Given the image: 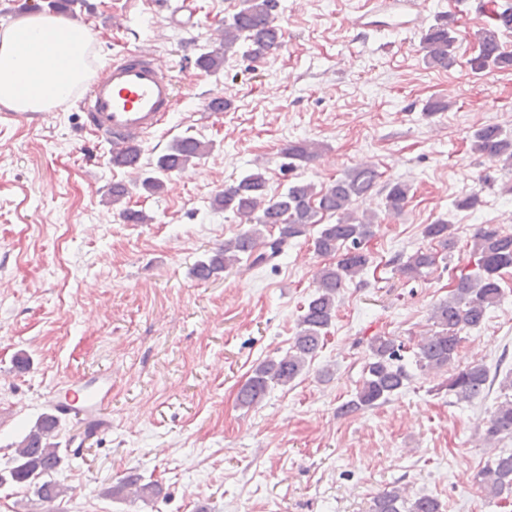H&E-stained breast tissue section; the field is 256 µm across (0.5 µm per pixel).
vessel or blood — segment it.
Segmentation results:
<instances>
[{
	"mask_svg": "<svg viewBox=\"0 0 512 512\" xmlns=\"http://www.w3.org/2000/svg\"><path fill=\"white\" fill-rule=\"evenodd\" d=\"M177 85L170 71L160 67L150 50L128 49L112 59L92 80L78 101L84 129L119 151L144 142L163 128L173 110ZM111 379L95 383L66 381L47 396L58 417L81 413L92 425L91 436L111 429L105 415L111 398Z\"/></svg>",
	"mask_w": 512,
	"mask_h": 512,
	"instance_id": "vessel-or-blood-1",
	"label": "vessel or blood"
}]
</instances>
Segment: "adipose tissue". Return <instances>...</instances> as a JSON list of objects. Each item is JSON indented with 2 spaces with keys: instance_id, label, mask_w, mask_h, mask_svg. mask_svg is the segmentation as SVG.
Wrapping results in <instances>:
<instances>
[{
  "instance_id": "ef3b65f1",
  "label": "adipose tissue",
  "mask_w": 512,
  "mask_h": 512,
  "mask_svg": "<svg viewBox=\"0 0 512 512\" xmlns=\"http://www.w3.org/2000/svg\"><path fill=\"white\" fill-rule=\"evenodd\" d=\"M91 29L57 16L32 14L0 29V105L51 112L90 78Z\"/></svg>"
}]
</instances>
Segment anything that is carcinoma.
<instances>
[{"label": "carcinoma", "mask_w": 512, "mask_h": 512, "mask_svg": "<svg viewBox=\"0 0 512 512\" xmlns=\"http://www.w3.org/2000/svg\"><path fill=\"white\" fill-rule=\"evenodd\" d=\"M276 0H243L239 11L224 21L222 47L203 51L196 58L198 69L215 73L224 66L230 54L243 49V56L253 62L263 61L283 44L282 29L274 24L272 11ZM498 26L490 25L479 34L480 51L471 59L475 71L490 68H512V53L504 50L497 33ZM456 37L444 17L431 26L422 37L425 61L433 67L446 68L451 63ZM212 144L193 136L174 140L167 152L144 169L140 165L141 149L137 146L112 156V164L139 170L140 186L150 195L164 189V179L195 159L210 152ZM473 149L491 160L501 158L512 165V134L500 126L485 125L473 134ZM316 152L313 142H291L282 150L289 159L287 169L295 162L310 160ZM379 177L375 167L367 164L351 169L327 186L317 188L313 183L296 180L286 189L269 195L267 181L260 171L250 172L231 184L224 185L212 205L231 212L250 225L235 236L224 240V245L192 267V276L200 281L218 277L230 266L245 262L249 267H262L285 253L288 241L305 236L310 228L321 224L313 238L315 249L323 255L340 254L334 264L321 269L315 277V290L305 302L298 318V331L285 355L269 359L254 370L240 387L237 400L242 407L259 404L269 389L286 387L303 375L318 351L323 348L326 330L336 317L340 294L346 283L360 276L370 263L363 251L364 242L371 237L373 220L357 217L352 210L354 202L369 193ZM386 211L399 214L406 206L411 185L404 181L389 183L384 188ZM336 218L330 224L321 223V217ZM120 216L128 224H148L151 218L141 209L125 206ZM278 229V234L271 229ZM424 237L436 240L443 247L452 246L451 225L438 220L424 228ZM472 255L477 271L455 277L448 299L434 305L432 329L422 336L414 355L417 369L424 375L441 371L454 362L461 333L480 327L488 311L500 303V277L512 268V234H505L490 225H481L473 236ZM436 265V255L419 248L406 258L397 259V271L408 279H416ZM402 344L392 338L375 337L369 345L370 358L363 368L361 384L355 397L339 407L342 414L379 407L411 380V373L402 363ZM490 372L482 364L459 369L448 378V391L459 402H471L480 397ZM506 391L504 399L489 411L488 425L483 439L490 444L512 438V371L501 382ZM58 422L54 415L42 414L13 449L6 473H0V486L6 483L32 490L41 503H52L64 490L52 479L64 464L66 457L50 439L55 437ZM478 481L490 496H512V452H502L489 459L477 475ZM125 489L137 497L149 499L161 493L156 482H142L139 474L128 475L112 489L117 495ZM371 512H442L441 502L430 496L408 498L406 489L394 487L373 498Z\"/></svg>", "instance_id": "1"}]
</instances>
